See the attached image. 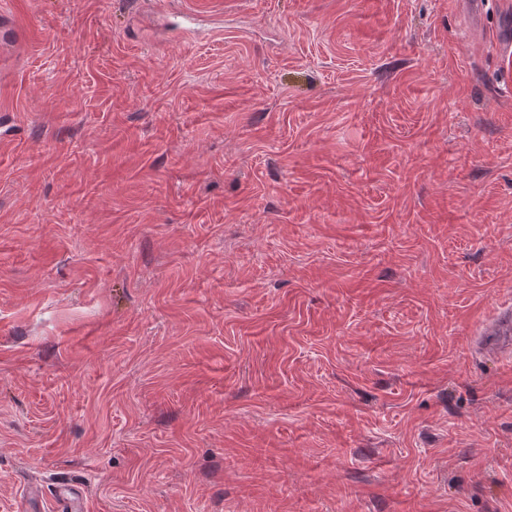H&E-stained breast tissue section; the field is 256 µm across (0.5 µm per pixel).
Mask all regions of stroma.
<instances>
[{"mask_svg": "<svg viewBox=\"0 0 512 512\" xmlns=\"http://www.w3.org/2000/svg\"><path fill=\"white\" fill-rule=\"evenodd\" d=\"M2 18L0 512H512V0ZM511 315L510 313L502 314L498 319V324L492 329L486 337V343L496 349L507 351L511 349Z\"/></svg>", "mask_w": 512, "mask_h": 512, "instance_id": "35a3bbf8", "label": "stroma"}]
</instances>
